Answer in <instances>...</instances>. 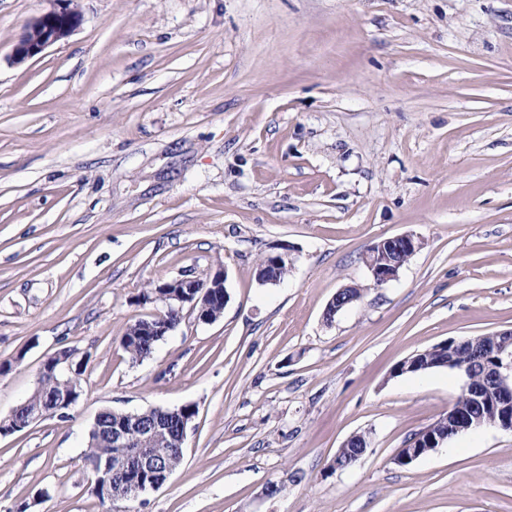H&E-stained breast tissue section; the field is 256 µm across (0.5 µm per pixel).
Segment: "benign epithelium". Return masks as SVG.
I'll return each mask as SVG.
<instances>
[{
  "label": "benign epithelium",
  "mask_w": 512,
  "mask_h": 512,
  "mask_svg": "<svg viewBox=\"0 0 512 512\" xmlns=\"http://www.w3.org/2000/svg\"><path fill=\"white\" fill-rule=\"evenodd\" d=\"M48 2H50V7L27 23L24 33L14 44L11 54L13 63L22 64L40 56L49 46L68 38L79 27L81 15L69 7L70 0H48ZM419 248L420 242L412 234L388 237L373 244L372 249L364 256V263L371 273L375 285L382 286L397 279L400 269L405 265V260ZM202 282L211 290L223 289L225 288V274L219 272L205 280L188 276L174 279L166 284L170 291L165 294V297L177 301L181 306L187 303L194 309L199 301L209 297L205 291L196 293V289ZM468 342L474 343L480 349L481 360L487 365L488 380L485 387L493 397L492 414L485 417L473 416L463 404L453 406L446 415L423 429L408 447L397 454L398 464L412 463L425 454L442 447L449 437L472 428L490 426L512 431V329L482 335L475 340L470 338L448 339L429 347L422 352V356L428 358L432 365L463 372L465 379L460 396L480 401L484 399V396L479 388L473 385L469 370L464 366L457 365L455 357L452 356L453 347ZM73 357L74 352L71 349L56 352L51 359L43 362L38 380L41 381L63 373L69 368ZM78 393V384L69 383L63 388L62 393L58 394L53 407L31 414L8 429L0 427V436L18 432L45 418L61 416L66 410L76 405ZM130 428L139 431L142 443L145 444L136 458L137 469L148 472L153 469L156 458L162 454L163 446L166 445L164 428L160 424L148 426L142 422L141 415L128 413L123 422L110 429L109 438L112 440V447L122 448L127 444L128 429ZM424 439L428 440L427 447L421 448L418 446V442ZM356 440L359 441V447H370V443L362 442L360 434L349 437L341 449L336 452L333 469H345L344 452Z\"/></svg>",
  "instance_id": "1"
}]
</instances>
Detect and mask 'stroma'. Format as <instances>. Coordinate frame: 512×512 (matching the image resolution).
I'll return each instance as SVG.
<instances>
[{"label": "stroma", "instance_id": "obj_1", "mask_svg": "<svg viewBox=\"0 0 512 512\" xmlns=\"http://www.w3.org/2000/svg\"><path fill=\"white\" fill-rule=\"evenodd\" d=\"M73 5L76 31L15 64L48 3L0 0V418L54 353L84 362L68 418L0 437V512H102L96 414L186 404L181 464L127 512H512V432L395 463L464 379L390 374L512 328V0ZM405 233L420 249L375 286L366 249ZM220 270L222 316L183 307L132 362L121 336L166 309L138 295Z\"/></svg>", "mask_w": 512, "mask_h": 512}]
</instances>
